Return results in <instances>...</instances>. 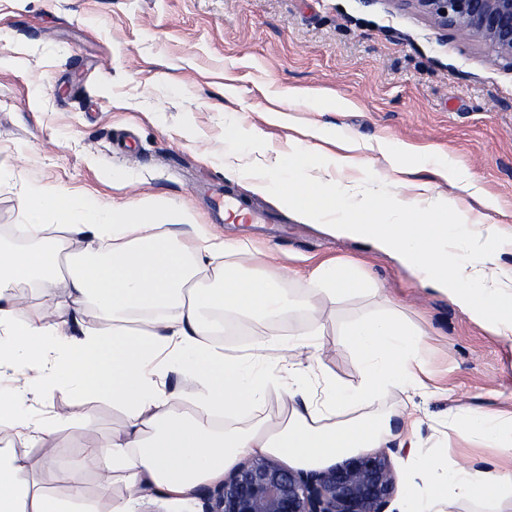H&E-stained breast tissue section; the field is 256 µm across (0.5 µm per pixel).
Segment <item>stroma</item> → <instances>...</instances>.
Segmentation results:
<instances>
[{
  "instance_id": "obj_1",
  "label": "stroma",
  "mask_w": 512,
  "mask_h": 512,
  "mask_svg": "<svg viewBox=\"0 0 512 512\" xmlns=\"http://www.w3.org/2000/svg\"><path fill=\"white\" fill-rule=\"evenodd\" d=\"M292 89L349 106L316 112L289 103ZM232 113L246 163L288 154L311 124L327 130L329 152L356 145L348 175L358 180L374 177L380 142L447 153L473 173L478 193L428 169L405 181L431 185L485 225L512 227V72L395 0H0V244L17 247L22 198L33 186L114 203L179 204L195 223L247 243L236 260L254 276L297 270L285 284L295 303L292 333L310 323L301 271L353 262L387 300L326 305L321 367L341 384H357L359 361L341 343L345 326L394 314L425 334L432 392L395 389L346 408V416L387 414L398 429L404 408H416L415 453L391 455L402 481L441 448L477 468L507 465L500 449L459 440L448 419L512 409V340L471 322L390 257L328 236L275 195L230 177L224 135ZM226 191L265 223H226L213 205ZM75 400L73 390L59 388L24 404L34 420L50 423L52 459L0 432V442L27 457L31 480L59 499L68 498L85 449L126 423L110 400Z\"/></svg>"
}]
</instances>
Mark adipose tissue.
Instances as JSON below:
<instances>
[{"mask_svg":"<svg viewBox=\"0 0 512 512\" xmlns=\"http://www.w3.org/2000/svg\"><path fill=\"white\" fill-rule=\"evenodd\" d=\"M306 135L307 143L277 162L274 174H253L256 192L276 195L288 210L332 235L371 241L474 323L496 336L512 334V270L500 264L502 253L512 250V229L484 227L481 217L427 188L408 199L382 184L358 193L340 181L312 177L319 165L340 172L350 159L323 156L324 129L314 127ZM377 150L394 172L429 165L462 190L476 188L468 169L447 155L418 156L407 146L384 142ZM22 207L26 222L20 233L34 245L0 249V374L10 370L23 381L9 394L0 393V429L39 440L45 428L22 405L59 385L81 397L110 398L125 409L127 421L105 445L87 450L66 500L38 490L24 460L1 447L0 512H74L83 491L81 474L89 469L96 470L105 492L114 473H122L126 494L112 512H137L141 500L158 493L194 499L203 484L221 482L246 453L317 470L395 440L413 446L416 412H408L396 433L385 417L343 420L339 411L399 387L426 390L421 329L394 315L354 320L341 343L360 363L359 383L342 387L324 375L306 380L303 355H317L325 346L324 305L379 294L353 263L309 270L311 326L281 342L266 325L288 318L290 300L280 278L247 275L236 260L241 244L188 224L177 206L111 205L38 186L29 189ZM68 250L77 264L64 272L60 259ZM209 263L220 264L221 287L190 288ZM22 281L39 282L65 301L25 307L12 291ZM86 302L95 306L99 326L67 327L64 307ZM229 317L252 336L246 352L234 357L204 339L206 332L222 330ZM179 370L198 380L202 414L175 410V395L162 375ZM276 373L288 377L277 429L261 419L246 427L216 426V419L259 406ZM448 427L462 441L512 449V411H474ZM507 485L512 486L511 472L456 462L440 468L425 461L408 478L406 512H438L448 498H487Z\"/></svg>","mask_w":512,"mask_h":512,"instance_id":"ef3b65f1","label":"adipose tissue"}]
</instances>
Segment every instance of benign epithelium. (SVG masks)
Listing matches in <instances>:
<instances>
[{"mask_svg":"<svg viewBox=\"0 0 512 512\" xmlns=\"http://www.w3.org/2000/svg\"><path fill=\"white\" fill-rule=\"evenodd\" d=\"M512 71V0H405ZM398 491L389 453L361 452L325 470L296 471L268 457L232 469L204 491L206 512H386Z\"/></svg>","mask_w":512,"mask_h":512,"instance_id":"benign-epithelium-1","label":"benign epithelium"}]
</instances>
